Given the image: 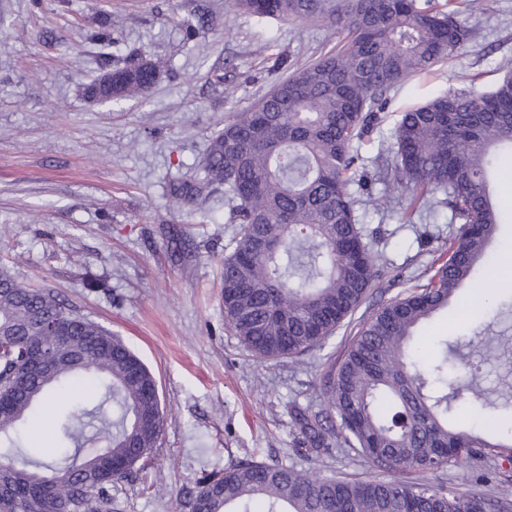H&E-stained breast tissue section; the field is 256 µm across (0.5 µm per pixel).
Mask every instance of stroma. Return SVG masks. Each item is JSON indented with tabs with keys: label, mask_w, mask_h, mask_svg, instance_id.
Instances as JSON below:
<instances>
[{
	"label": "stroma",
	"mask_w": 512,
	"mask_h": 512,
	"mask_svg": "<svg viewBox=\"0 0 512 512\" xmlns=\"http://www.w3.org/2000/svg\"><path fill=\"white\" fill-rule=\"evenodd\" d=\"M117 20L111 44L95 36ZM471 38L458 58L391 89L384 120L358 151L374 194V159L401 111L475 83L492 90L512 63V0L466 14ZM196 30L184 40L185 25ZM342 38L328 17L280 21L243 14L237 0H0V271L48 288L120 336L154 374L164 429L145 474L123 483L116 512H183L209 473L250 461L293 463L315 474L384 477L345 448L316 454L296 444L289 402L315 411L319 387L360 322L404 291L453 227L447 209L404 224L357 205L370 248L386 263L367 296L326 343L298 358L252 357L224 325L221 275L235 226L223 191L173 201L172 180L197 170L212 134L250 108L285 73L276 57L307 65ZM166 67L145 97L87 100L92 79L137 58ZM512 335V318H472L460 299L423 323L418 355L441 339L466 345ZM486 431L466 397L449 421L512 441V410Z\"/></svg>",
	"instance_id": "stroma-1"
}]
</instances>
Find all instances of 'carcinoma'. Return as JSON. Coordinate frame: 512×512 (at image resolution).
<instances>
[{
  "label": "carcinoma",
  "instance_id": "obj_1",
  "mask_svg": "<svg viewBox=\"0 0 512 512\" xmlns=\"http://www.w3.org/2000/svg\"><path fill=\"white\" fill-rule=\"evenodd\" d=\"M483 0H238L257 18L336 17L341 46L292 71L248 110L224 121L209 140L200 174L171 185L179 199L224 189L236 225L224 254V322L258 359L293 358L320 347L379 287V256L365 242L351 190L363 166L354 150L378 121L386 93L431 72L470 39L462 15ZM161 63L113 70V100L144 96ZM392 145L375 159L406 194L401 220L445 206L455 232L434 250L417 283L364 320L341 359L327 371L321 409L287 412L298 444L310 451L349 448L382 466L383 479L317 476L294 465L246 462L216 472L184 501L188 512H492L512 505V482L498 480L495 499L426 480L422 474L464 467L487 477L489 454L512 463V445L448 424L466 390L480 410L506 409L477 385L482 363L443 341L440 357L414 359L418 327L470 284L509 216L491 198V181L512 157V75L488 93L471 85L404 112ZM0 280V512H114L115 492L142 470L158 446L164 416L157 382L124 340L46 288L7 272ZM497 290L475 288L466 306L486 309ZM54 324L52 342L72 337L80 353L48 375L24 371L27 342ZM464 378L448 381V355ZM63 392L112 400L117 412L104 446L83 460L82 436L67 417L60 432L71 461L62 469L34 460L21 446L27 422ZM126 460L117 473L95 462Z\"/></svg>",
  "mask_w": 512,
  "mask_h": 512
}]
</instances>
